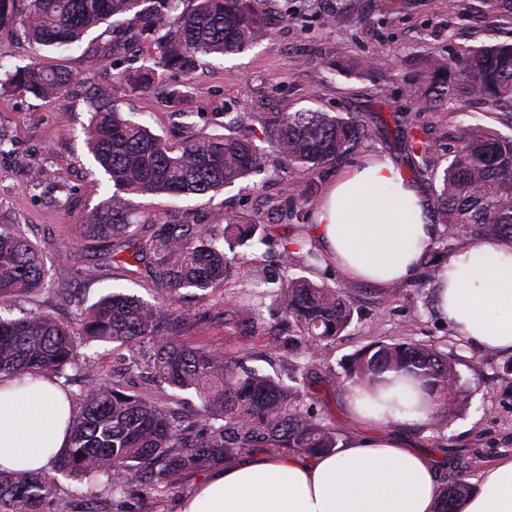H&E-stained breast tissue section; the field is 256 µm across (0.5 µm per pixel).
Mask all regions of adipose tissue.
<instances>
[{"mask_svg": "<svg viewBox=\"0 0 512 512\" xmlns=\"http://www.w3.org/2000/svg\"><path fill=\"white\" fill-rule=\"evenodd\" d=\"M419 189L388 158L375 157L331 186L312 234L348 278L380 288L410 280L436 238ZM436 309L455 336L478 350L512 352V248L477 241L449 255ZM363 430L331 454L253 455L215 470L178 512H435L436 465L393 427L425 419L419 380L385 373L377 397L345 390ZM69 403L44 378H0V468L49 469L69 445ZM462 512H512V457L486 470Z\"/></svg>", "mask_w": 512, "mask_h": 512, "instance_id": "adipose-tissue-1", "label": "adipose tissue"}]
</instances>
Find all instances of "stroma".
<instances>
[{"label":"stroma","mask_w":512,"mask_h":512,"mask_svg":"<svg viewBox=\"0 0 512 512\" xmlns=\"http://www.w3.org/2000/svg\"><path fill=\"white\" fill-rule=\"evenodd\" d=\"M253 5L270 22L271 36L241 54L201 57L192 79L165 72L159 88L146 91L113 83L112 75L123 69V62L104 70L89 66L84 49L110 39L107 27L89 32L82 47L68 50L33 43L19 29L0 30L1 70L38 62L78 78L76 85L48 100L0 94V140L5 143L0 151V224L23 225L44 252L54 287L72 289L76 296L69 302L40 292L15 301V308L48 311L69 324L79 302H92L107 290L151 296L152 285L145 278L99 263L70 234L71 225L80 223L113 191L85 141L92 94L110 95L124 116L145 123L175 147L191 136L223 133L228 112L243 116L248 126L260 113L300 109L362 116L368 135L318 173L290 179L269 163L262 174L230 189L135 200L141 217L151 221L208 224L214 214L226 211L272 224L266 258L274 261L287 229L283 221L273 220V208L300 203L305 211L315 212L338 177L371 157L389 158L408 171L392 115L403 112L411 117L417 112L418 103L408 90L429 59L454 56L466 47L512 43V18L486 17L480 0H253ZM352 60L368 61L369 67L359 73L349 70ZM181 84L187 87V98L178 105L170 103L166 88ZM511 113L510 104L492 110L459 94L426 116L435 159L445 162L449 146L465 126L479 123L499 129ZM33 175L39 178L34 191L28 188ZM65 252L69 261H59ZM309 277L341 285L357 308L345 335L311 366L317 410L341 434L354 435L359 426L347 411L343 389L326 387L321 377L340 373L343 356L378 337L401 336L434 341L451 353L469 395L467 408L439 426L399 423L398 431L412 447L432 455L442 479L463 470L475 486L490 466L512 456V374L504 372L511 354L480 351L457 339L447 322L434 315L430 285L422 276H415L407 295L352 281L333 264L320 265ZM237 290L232 282L223 298L189 297L178 304V312L198 322L193 341L251 354L252 366L271 374L304 362L302 352L273 348L266 336L205 325V318L232 307ZM207 476L204 470L187 475L160 500L133 483L125 496L105 499L102 506L105 512H177L181 497Z\"/></svg>","instance_id":"obj_1"}]
</instances>
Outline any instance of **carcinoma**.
Returning <instances> with one entry per match:
<instances>
[{
  "label": "carcinoma",
  "mask_w": 512,
  "mask_h": 512,
  "mask_svg": "<svg viewBox=\"0 0 512 512\" xmlns=\"http://www.w3.org/2000/svg\"><path fill=\"white\" fill-rule=\"evenodd\" d=\"M0 0V28L20 26L25 36L51 47L69 46L110 18L135 12L139 36L158 50L153 65L129 66L119 82L132 90L147 88L161 73L191 76L204 55L242 53L270 34L269 24L251 0ZM133 39L112 37L105 48L89 51L102 68L108 60L132 55ZM75 83V77L39 63L0 71V90L31 93L45 99ZM482 100L489 108L512 102V44L466 49L457 56L433 59L410 95L419 116L394 114L393 122L413 177L436 184L428 220L448 230V252L459 232L512 246V132L475 124L462 131L461 146L443 170L433 160L430 126L420 114L434 112L459 94ZM87 136L94 158L114 191L75 225L78 240L97 243L99 257L116 269L143 274L153 284L152 299L113 290L80 305V332L44 312L19 318L0 314V378L45 376L83 389L71 395L67 421L70 444L55 461L57 473L87 480L91 494H126L131 481L156 499L194 472L222 463L233 465L247 453H334L344 444L336 426L310 402L306 367L285 376L248 365L245 354L188 340L194 325L176 313L183 291L210 297L234 280L240 300L211 323H234L251 336L278 333L274 341L295 340L309 360L319 361L351 325L354 305L343 288L293 277L296 266L327 262L309 234L310 225L294 224L281 243L279 263L268 265L237 251L267 243L268 225L226 212L216 224L150 222L140 218L134 195H203L232 187L263 171L265 153L256 133L234 130L195 137L173 150L150 129L126 118L104 93L91 100ZM368 133L353 114L300 110L281 114L270 130L272 153L288 173H315L345 154ZM48 269L41 249L18 224H0V305L18 296L46 291ZM269 312L272 320L264 317ZM112 343L129 352L124 372L102 371L90 343ZM150 374L172 390L158 401L129 388L127 375ZM387 371L420 380L431 397V425L467 405L455 359L432 343L381 337L358 349L343 364V375L323 380L330 388L351 384L371 389ZM199 405L190 410L185 395ZM57 477L49 473H13L0 469V512H60ZM472 493L465 474L440 490L438 512H460Z\"/></svg>",
  "instance_id": "1"
}]
</instances>
